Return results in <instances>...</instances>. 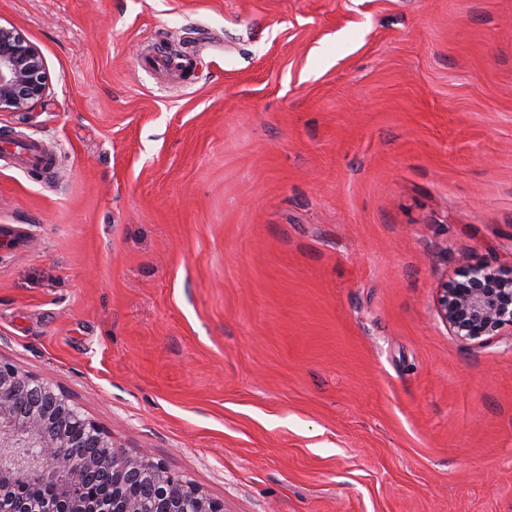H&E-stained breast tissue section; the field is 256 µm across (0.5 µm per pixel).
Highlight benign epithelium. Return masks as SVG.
Masks as SVG:
<instances>
[{
	"mask_svg": "<svg viewBox=\"0 0 512 512\" xmlns=\"http://www.w3.org/2000/svg\"><path fill=\"white\" fill-rule=\"evenodd\" d=\"M47 84L38 49L15 30L0 26V112L34 106ZM436 311L462 341L495 336L504 326L512 327V273L465 261L457 277L438 284ZM74 430L92 454L68 451ZM92 467L112 473L116 496H122L129 477H147L191 503V512H222L217 502L163 463L145 454L126 455L111 432L85 417L52 384L0 361V486L48 477L59 496L69 498Z\"/></svg>",
	"mask_w": 512,
	"mask_h": 512,
	"instance_id": "benign-epithelium-1",
	"label": "benign epithelium"
}]
</instances>
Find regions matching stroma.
I'll return each instance as SVG.
<instances>
[{"mask_svg":"<svg viewBox=\"0 0 512 512\" xmlns=\"http://www.w3.org/2000/svg\"><path fill=\"white\" fill-rule=\"evenodd\" d=\"M0 359L223 512H512V0H0ZM199 47L181 86L139 57ZM47 84L38 49L15 30L0 26V112L31 108L42 100ZM0 152L3 155H13L38 167L48 166L49 158L43 154L39 143L35 140H23L2 137ZM436 311L462 341L495 336L504 326L512 327V273L465 261L456 278L438 284Z\"/></svg>","mask_w":512,"mask_h":512,"instance_id":"35a3bbf8","label":"stroma"}]
</instances>
